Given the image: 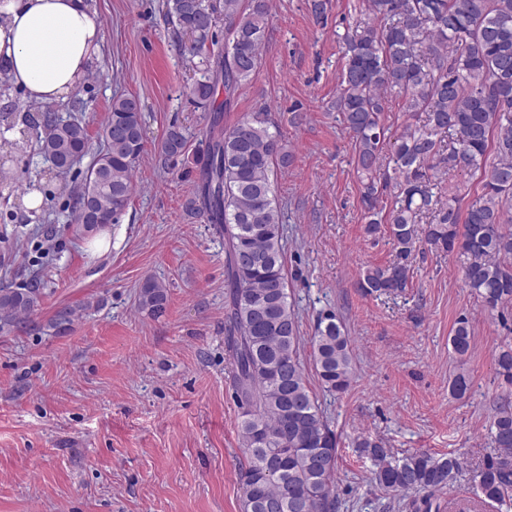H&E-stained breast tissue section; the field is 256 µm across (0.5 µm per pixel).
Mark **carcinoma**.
<instances>
[{
  "label": "carcinoma",
  "mask_w": 512,
  "mask_h": 512,
  "mask_svg": "<svg viewBox=\"0 0 512 512\" xmlns=\"http://www.w3.org/2000/svg\"><path fill=\"white\" fill-rule=\"evenodd\" d=\"M224 15V53L214 56L216 13ZM179 52L199 58V77L186 97L213 113L198 168L195 209L224 236L225 330L232 359L239 432L248 457L240 479L243 512H335L338 448L309 386L300 357L299 325L289 301L281 210L275 171L291 154L266 109L221 126L215 93L224 82V107L255 73L269 27L267 0H167ZM363 17L341 36L343 65L335 108L353 147L361 182L367 235L384 232L397 260L366 268L358 287L367 294L401 293L410 281L408 259L417 251L454 253L461 278L482 305H512V0H362ZM402 111L425 114L390 142L382 123L388 98ZM20 127L60 174L90 153L82 118L54 112L0 115ZM183 129L171 126L160 153H186ZM144 150L141 104L112 99L100 145L83 173L69 225L88 237L118 222L133 191L132 171ZM480 173L481 193L466 208L456 186L436 192L437 173ZM394 206L383 213L382 198ZM41 279L25 288L0 287V330L40 306ZM167 294L153 279L139 292L142 308L164 311ZM465 358L472 345L468 318L449 336ZM323 391L343 393L354 374L350 339L330 312L311 339ZM497 373L512 381V348L496 357ZM495 457L479 471L474 494L491 505L512 502V407H496L490 423ZM357 447L373 463L375 484L386 492L417 491L413 512H445L439 492L460 467L458 457L389 450L364 438Z\"/></svg>",
  "instance_id": "cac0c4a2"
}]
</instances>
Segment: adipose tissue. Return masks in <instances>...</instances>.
Instances as JSON below:
<instances>
[{
  "label": "adipose tissue",
  "instance_id": "adipose-tissue-1",
  "mask_svg": "<svg viewBox=\"0 0 512 512\" xmlns=\"http://www.w3.org/2000/svg\"><path fill=\"white\" fill-rule=\"evenodd\" d=\"M103 28L89 0H0V69L28 101L66 102L93 71Z\"/></svg>",
  "mask_w": 512,
  "mask_h": 512
}]
</instances>
